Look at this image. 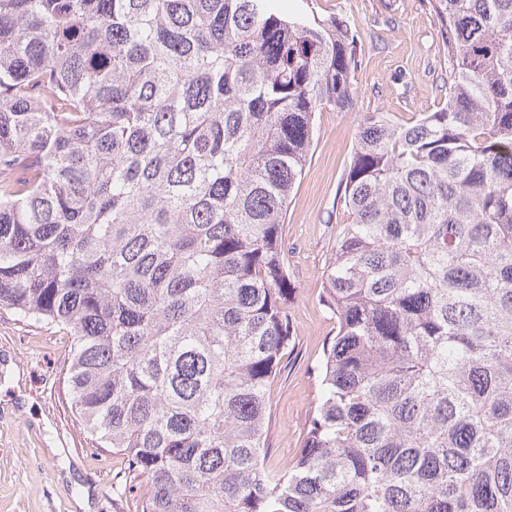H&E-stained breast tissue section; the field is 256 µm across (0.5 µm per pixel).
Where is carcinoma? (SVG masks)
<instances>
[{
    "label": "carcinoma",
    "mask_w": 512,
    "mask_h": 512,
    "mask_svg": "<svg viewBox=\"0 0 512 512\" xmlns=\"http://www.w3.org/2000/svg\"><path fill=\"white\" fill-rule=\"evenodd\" d=\"M448 101L360 112L336 336L264 466L283 228L360 30L275 0H0V307L72 337L74 416L141 512H512V0H429Z\"/></svg>",
    "instance_id": "cac0c4a2"
}]
</instances>
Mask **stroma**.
Instances as JSON below:
<instances>
[{
	"instance_id": "obj_1",
	"label": "stroma",
	"mask_w": 512,
	"mask_h": 512,
	"mask_svg": "<svg viewBox=\"0 0 512 512\" xmlns=\"http://www.w3.org/2000/svg\"><path fill=\"white\" fill-rule=\"evenodd\" d=\"M284 12L343 16L362 33L354 112L323 109L314 118L312 156L295 188L284 230L292 339L270 388L272 419L265 465L291 466L319 396L314 372L336 334L322 305L324 270L348 214L340 183L357 137L355 115L410 117L445 103L448 59L426 0H281ZM71 336L0 309V512H137L146 481L124 456L95 448L71 411ZM72 471L64 483L60 474Z\"/></svg>"
}]
</instances>
